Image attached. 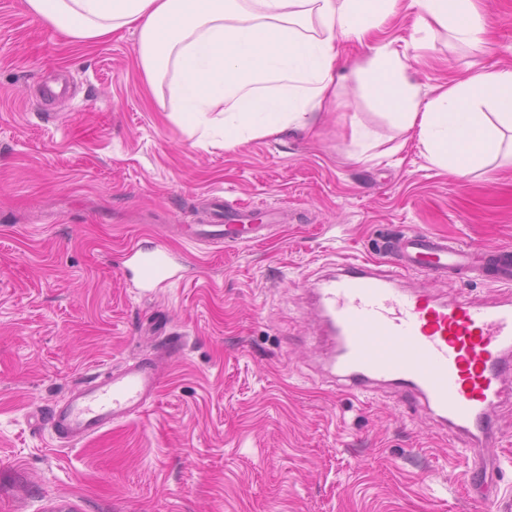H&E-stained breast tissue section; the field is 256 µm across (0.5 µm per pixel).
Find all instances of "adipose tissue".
Instances as JSON below:
<instances>
[{
    "mask_svg": "<svg viewBox=\"0 0 512 512\" xmlns=\"http://www.w3.org/2000/svg\"><path fill=\"white\" fill-rule=\"evenodd\" d=\"M415 13L416 45L437 29L470 48L489 19L474 0H26L44 25L75 43L139 33L148 81L171 73L164 109L179 123L210 112L232 148L308 128L340 78V45L363 41L401 3ZM357 78L402 133L414 130L434 166L458 181L490 163L512 167V69L483 68L423 98L389 45Z\"/></svg>",
    "mask_w": 512,
    "mask_h": 512,
    "instance_id": "adipose-tissue-1",
    "label": "adipose tissue"
}]
</instances>
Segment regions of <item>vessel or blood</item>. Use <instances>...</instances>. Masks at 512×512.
I'll return each mask as SVG.
<instances>
[{"label": "vessel or blood", "mask_w": 512, "mask_h": 512, "mask_svg": "<svg viewBox=\"0 0 512 512\" xmlns=\"http://www.w3.org/2000/svg\"><path fill=\"white\" fill-rule=\"evenodd\" d=\"M214 205L223 223L200 235L186 232L187 240L203 236L230 247L265 240L266 225L249 212L220 196ZM386 258V270L336 262L315 283L314 307L331 341L326 376L352 393L389 390L413 399L434 428L462 444L467 484L489 496L502 472L496 418L512 405V298L446 297L404 280L465 276L512 288V248L479 251L443 235L407 231L389 242ZM122 259L137 268L144 288L172 280V253L162 245L132 242ZM162 380L160 363L150 358L91 375L51 407L47 423L65 443L84 441L139 413Z\"/></svg>", "instance_id": "b4317fda"}]
</instances>
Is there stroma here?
<instances>
[{"label":"stroma","instance_id":"stroma-1","mask_svg":"<svg viewBox=\"0 0 512 512\" xmlns=\"http://www.w3.org/2000/svg\"><path fill=\"white\" fill-rule=\"evenodd\" d=\"M490 46L435 36L414 14L341 48L337 94L312 130L225 148L214 115L191 125L147 84L139 34L68 42L0 0V512H512V409L498 416L502 489L474 500L463 456L409 399L323 383L312 284L341 257H369L377 230L417 229L476 248L512 246V169L454 180L398 133L352 74L390 43L425 95L480 68H512V0H479ZM368 127L371 158L352 159ZM263 203L266 241L181 239L210 199ZM165 245L182 276L145 295L119 269L125 245ZM142 412L75 445L44 420L86 375L164 356Z\"/></svg>","mask_w":512,"mask_h":512}]
</instances>
